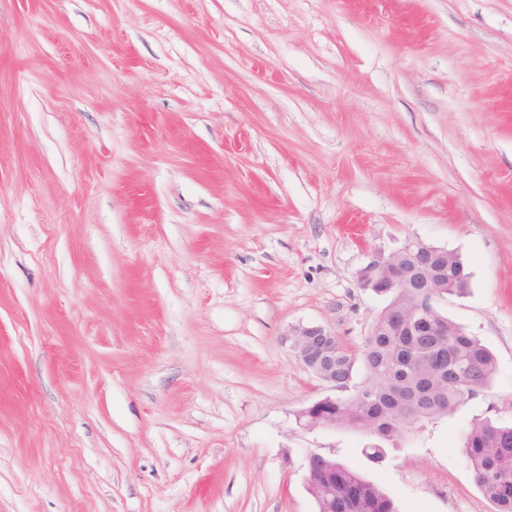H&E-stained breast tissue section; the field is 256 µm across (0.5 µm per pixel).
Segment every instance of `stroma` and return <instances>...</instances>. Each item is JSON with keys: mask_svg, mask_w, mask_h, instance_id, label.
Masks as SVG:
<instances>
[{"mask_svg": "<svg viewBox=\"0 0 512 512\" xmlns=\"http://www.w3.org/2000/svg\"><path fill=\"white\" fill-rule=\"evenodd\" d=\"M458 253L437 308L490 386L406 435L308 429L374 253ZM512 423V0H0V512H492L460 447ZM317 458L320 459L308 469L307 490L319 512H332L326 510L327 494L336 498L335 512H398L395 502L375 483L342 462L311 452L304 460V469L309 461Z\"/></svg>", "mask_w": 512, "mask_h": 512, "instance_id": "obj_1", "label": "stroma"}]
</instances>
